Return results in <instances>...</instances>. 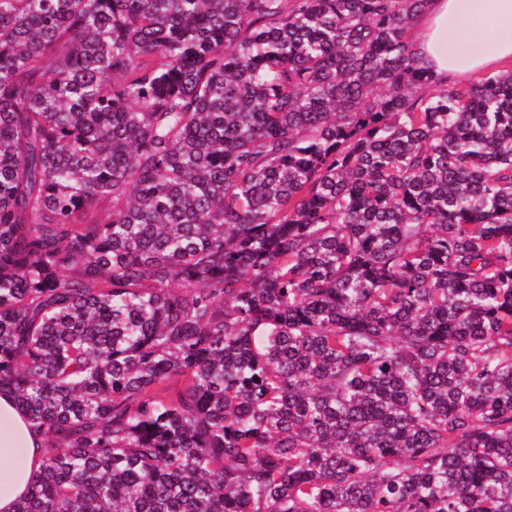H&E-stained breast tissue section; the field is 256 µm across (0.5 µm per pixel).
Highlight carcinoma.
<instances>
[{"mask_svg": "<svg viewBox=\"0 0 512 512\" xmlns=\"http://www.w3.org/2000/svg\"><path fill=\"white\" fill-rule=\"evenodd\" d=\"M425 4L0 0L15 512H512V71ZM413 26L418 56L442 77L459 81L512 61V0H428ZM21 452L24 465L10 471L0 480V511L11 512L15 502L24 496L38 473L46 454L41 431L30 421L9 392H0V465Z\"/></svg>", "mask_w": 512, "mask_h": 512, "instance_id": "carcinoma-1", "label": "carcinoma"}]
</instances>
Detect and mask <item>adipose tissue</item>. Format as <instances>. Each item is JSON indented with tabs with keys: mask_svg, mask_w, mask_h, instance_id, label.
<instances>
[{
	"mask_svg": "<svg viewBox=\"0 0 512 512\" xmlns=\"http://www.w3.org/2000/svg\"><path fill=\"white\" fill-rule=\"evenodd\" d=\"M420 58L458 81L512 61V0H428L414 22ZM22 453L24 464L0 481V512H13L46 454L41 431L9 392H0V465Z\"/></svg>",
	"mask_w": 512,
	"mask_h": 512,
	"instance_id": "1",
	"label": "adipose tissue"
}]
</instances>
